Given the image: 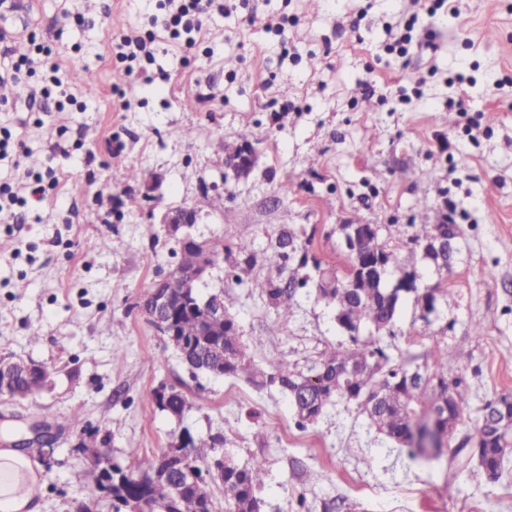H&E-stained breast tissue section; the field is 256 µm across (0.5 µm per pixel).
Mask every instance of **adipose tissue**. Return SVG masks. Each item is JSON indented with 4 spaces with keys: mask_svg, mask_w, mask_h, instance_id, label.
Returning a JSON list of instances; mask_svg holds the SVG:
<instances>
[{
    "mask_svg": "<svg viewBox=\"0 0 512 512\" xmlns=\"http://www.w3.org/2000/svg\"><path fill=\"white\" fill-rule=\"evenodd\" d=\"M40 465L14 448H0V512H39Z\"/></svg>",
    "mask_w": 512,
    "mask_h": 512,
    "instance_id": "1",
    "label": "adipose tissue"
}]
</instances>
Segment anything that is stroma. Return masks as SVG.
I'll use <instances>...</instances> for the list:
<instances>
[{
  "mask_svg": "<svg viewBox=\"0 0 512 512\" xmlns=\"http://www.w3.org/2000/svg\"><path fill=\"white\" fill-rule=\"evenodd\" d=\"M165 3L36 0L29 21H4L20 27L23 44L0 39V68L51 46L70 92L41 96L39 71L0 99V126L24 152L21 166L0 160V182L26 199L17 223H0V358L54 371L46 391L0 397V434L26 438L34 423L54 434L52 456L27 450L44 469L41 512H74L80 502L115 512L110 496L80 479L93 462L82 441L96 438L123 466L159 454L185 429L223 433L237 463L264 461V512H291L301 497L310 512L337 497L369 512H512V485L477 472L456 480L446 463L388 451L355 404L331 406L301 430L279 391L192 379L135 307L179 261L161 214L219 191L220 205L203 208L192 228L222 254L200 293L223 294L256 363L304 365L340 339L332 307L304 297L292 319H278L250 292L256 272L239 244L264 250L286 225L311 256L341 270L344 225L378 224L424 286L448 290L439 304L447 330L436 341L419 338V308L406 300L402 354L466 372L474 406L512 393V0H455V11L439 12L429 47L405 59L386 46L404 33L409 0H258L255 22L242 8L213 12L190 47L158 32L141 76L126 74L112 60V35L144 29ZM281 21L284 42L274 30ZM82 70L96 93L73 82ZM276 99L288 111L274 110ZM458 99L468 113L449 110ZM244 143L258 160L237 178L224 147ZM49 167L59 184L41 200L29 176ZM448 204L460 236L446 272L407 240L411 225L437 223ZM489 269L495 280H485ZM475 324L481 335L471 334ZM163 385L187 396L183 418L154 405ZM295 457L311 477L292 469Z\"/></svg>",
  "mask_w": 512,
  "mask_h": 512,
  "instance_id": "stroma-1",
  "label": "stroma"
}]
</instances>
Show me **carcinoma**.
Instances as JSON below:
<instances>
[{
    "label": "carcinoma",
    "instance_id": "1",
    "mask_svg": "<svg viewBox=\"0 0 512 512\" xmlns=\"http://www.w3.org/2000/svg\"><path fill=\"white\" fill-rule=\"evenodd\" d=\"M436 227L452 241L459 237L455 224H412L408 241L442 269L444 265L428 246ZM373 246L347 252L348 265L358 267L353 277H344L317 259L314 274L299 276V270L308 265V253L290 228L280 231L262 257L261 265L275 270L277 276L256 279L254 288L278 318L293 315L300 291L308 287L336 310V328L346 341L330 346L306 367H292L278 359L255 363L243 347L235 316L227 310L211 337L214 343L224 341L222 352L200 346L195 316L179 318V338L189 347L183 364L191 370L199 361L218 365L226 377H243L258 390H278L288 397L302 429L317 423L328 406L354 403L386 443L407 449L413 458L449 457L455 479L475 470L494 483L511 478L512 394L488 400L472 417L465 373L450 374L442 363L421 366L390 352L387 340L397 336L401 308L411 295L425 322L424 337L435 339L444 332L434 325L438 302L447 289L418 287L415 266L401 264L389 244L379 238ZM216 257L215 248L180 252L183 265L208 263ZM32 385L33 381L21 378L7 394L15 400L26 399L34 394ZM186 407V396L174 388L162 411L179 417ZM457 433L461 438L450 450L448 440ZM219 439V435L192 438L195 453L186 456L181 468L167 472L156 455L138 458L123 468L99 454L82 478L100 487L104 473L112 470L120 478V485L113 487L115 501L126 507L146 499L167 504L169 512H219L207 490V478L215 472L224 492V512H263V463L241 465L227 456L218 461Z\"/></svg>",
    "mask_w": 512,
    "mask_h": 512
}]
</instances>
